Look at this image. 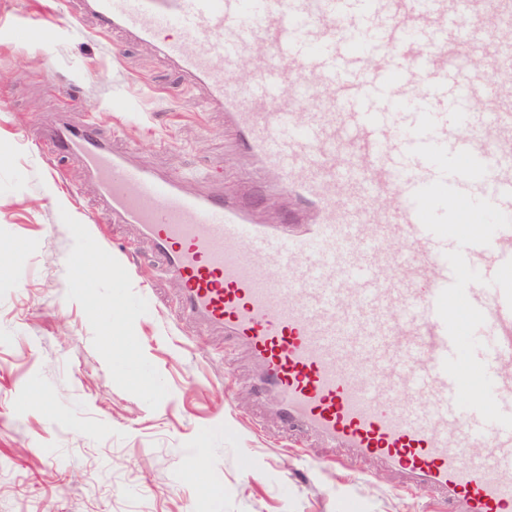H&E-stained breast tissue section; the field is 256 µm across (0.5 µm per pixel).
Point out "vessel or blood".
<instances>
[{
    "mask_svg": "<svg viewBox=\"0 0 512 512\" xmlns=\"http://www.w3.org/2000/svg\"><path fill=\"white\" fill-rule=\"evenodd\" d=\"M74 14L154 46L204 86L241 149L317 213L261 224L223 191L191 192L116 149L97 123L74 121L72 99L46 144L94 183L105 222L151 242L180 287L181 315L248 354L258 393L288 429L378 462L452 512H512V429L458 408L442 368L454 347L436 300L453 281L444 254L456 243L420 222L412 195L439 172L411 153L422 141L470 151L487 174L448 184L512 217V98L495 80L508 70L512 0H77ZM57 34L52 13L15 38ZM240 70L253 72L250 84L235 81ZM314 98L319 111L299 121ZM338 191L348 209L336 208ZM377 199L388 208H373ZM463 253L482 276L467 288L485 317L477 356L512 415V307L491 283L512 259V227Z\"/></svg>",
    "mask_w": 512,
    "mask_h": 512,
    "instance_id": "b4317fda",
    "label": "vessel or blood"
}]
</instances>
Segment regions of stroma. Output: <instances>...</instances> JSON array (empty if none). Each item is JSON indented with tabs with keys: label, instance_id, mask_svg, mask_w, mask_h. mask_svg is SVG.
Instances as JSON below:
<instances>
[{
	"label": "stroma",
	"instance_id": "stroma-1",
	"mask_svg": "<svg viewBox=\"0 0 512 512\" xmlns=\"http://www.w3.org/2000/svg\"><path fill=\"white\" fill-rule=\"evenodd\" d=\"M57 2L0 0V512H448L280 426L231 343L178 315V286L136 228L93 223L92 184L39 139L74 85L88 104L75 119L93 115L189 190L219 181L267 224L297 205L154 47L88 18L50 45L16 41ZM76 254L99 276L75 280ZM108 329L122 339L110 353Z\"/></svg>",
	"mask_w": 512,
	"mask_h": 512
}]
</instances>
